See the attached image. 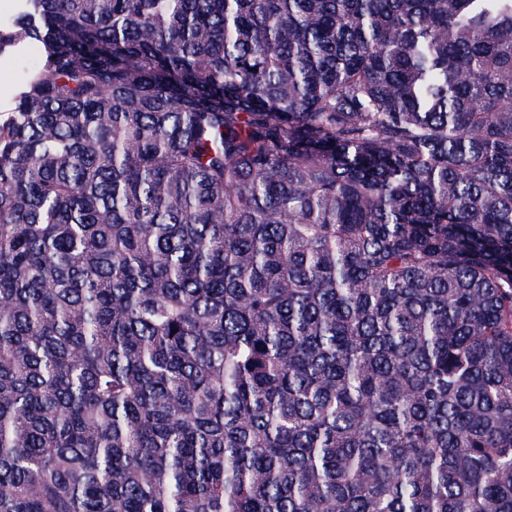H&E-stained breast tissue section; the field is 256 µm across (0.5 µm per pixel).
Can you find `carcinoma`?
<instances>
[{
	"label": "carcinoma",
	"instance_id": "1",
	"mask_svg": "<svg viewBox=\"0 0 512 512\" xmlns=\"http://www.w3.org/2000/svg\"><path fill=\"white\" fill-rule=\"evenodd\" d=\"M0 512H512V0H23Z\"/></svg>",
	"mask_w": 512,
	"mask_h": 512
}]
</instances>
